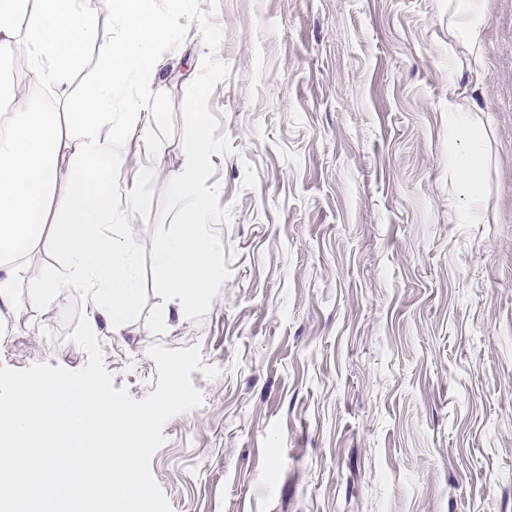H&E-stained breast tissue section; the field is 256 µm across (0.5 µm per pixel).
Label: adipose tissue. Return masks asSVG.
<instances>
[{"label":"adipose tissue","instance_id":"obj_1","mask_svg":"<svg viewBox=\"0 0 512 512\" xmlns=\"http://www.w3.org/2000/svg\"><path fill=\"white\" fill-rule=\"evenodd\" d=\"M487 0H448V27L465 52L472 73L484 67ZM93 0H0V55L18 38L29 50L22 65L35 82L62 81L87 48ZM181 10L157 11L152 0H119V39L104 46L105 73L82 89L74 111L76 136L62 129L58 113L34 103L21 104L0 129V323L20 310L42 308L65 288L81 289L86 316L79 334L89 345L123 335L140 308L135 252L129 238L107 231L112 213V178L122 163L120 149L145 105L158 96L155 83L159 44L180 25ZM137 78L139 98L127 95ZM123 104L122 121L112 118ZM449 123L456 145L449 162L461 181L477 185L484 158L474 138L469 113L451 108ZM61 195H53L56 186ZM65 220L50 230V214ZM67 257L63 279L33 274L23 263L36 246Z\"/></svg>","mask_w":512,"mask_h":512}]
</instances>
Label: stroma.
<instances>
[{"instance_id":"obj_1","label":"stroma","mask_w":512,"mask_h":512,"mask_svg":"<svg viewBox=\"0 0 512 512\" xmlns=\"http://www.w3.org/2000/svg\"><path fill=\"white\" fill-rule=\"evenodd\" d=\"M231 67L209 99L233 151L212 155L225 281L200 321L152 332V236L181 172L198 27L165 53L154 141L134 134L114 177L141 316L103 345L114 388L156 390L151 345L199 346L217 377L170 419L152 458L173 512H512V0H488L481 77L449 66L448 0H202ZM120 33L96 0L82 61L36 83L18 40L0 72L67 112ZM478 108L486 221L448 165V88ZM65 289L21 312L0 345L11 368L81 369Z\"/></svg>"}]
</instances>
